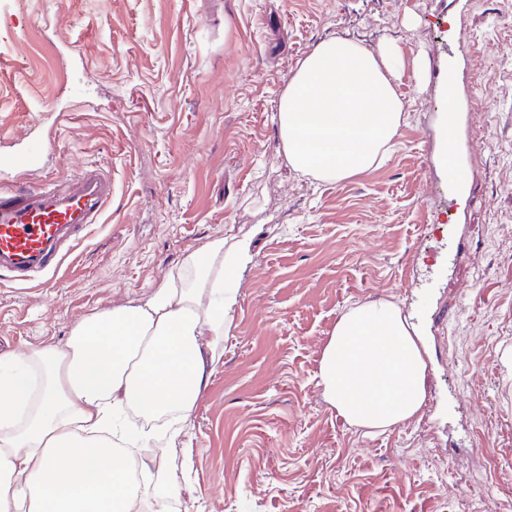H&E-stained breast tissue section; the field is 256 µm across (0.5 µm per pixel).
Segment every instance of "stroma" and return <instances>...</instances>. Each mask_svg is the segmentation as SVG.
Listing matches in <instances>:
<instances>
[{
	"label": "stroma",
	"instance_id": "35a3bbf8",
	"mask_svg": "<svg viewBox=\"0 0 512 512\" xmlns=\"http://www.w3.org/2000/svg\"><path fill=\"white\" fill-rule=\"evenodd\" d=\"M330 37L392 44L408 113L390 158L339 182L293 172L278 134L292 70ZM447 70L475 142L452 220ZM53 125L28 182L92 165L112 200L44 284L0 275L1 355L147 298L211 239L253 240L170 454L176 512H512V0H0V152ZM380 300L424 331L427 399L366 433L318 369L339 316Z\"/></svg>",
	"mask_w": 512,
	"mask_h": 512
}]
</instances>
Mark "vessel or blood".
I'll return each instance as SVG.
<instances>
[{
  "mask_svg": "<svg viewBox=\"0 0 512 512\" xmlns=\"http://www.w3.org/2000/svg\"><path fill=\"white\" fill-rule=\"evenodd\" d=\"M46 150L37 140L26 150L0 155V272L14 282L39 280L62 265L88 225L99 223L112 199L111 182L94 167L79 168L72 189L45 182L27 185L20 174L33 171ZM463 147L457 138L448 140V196L471 191L462 172Z\"/></svg>",
  "mask_w": 512,
  "mask_h": 512,
  "instance_id": "vessel-or-blood-1",
  "label": "vessel or blood"
}]
</instances>
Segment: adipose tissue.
<instances>
[{
    "label": "adipose tissue",
    "mask_w": 512,
    "mask_h": 512,
    "mask_svg": "<svg viewBox=\"0 0 512 512\" xmlns=\"http://www.w3.org/2000/svg\"><path fill=\"white\" fill-rule=\"evenodd\" d=\"M390 50L331 38L298 64L278 105L283 155L297 173L339 182L378 168L405 124ZM249 237H218L140 302L79 322L65 343L0 357V512H169L182 494L167 465L227 334ZM428 351L394 302L357 303L338 318L318 376L323 396L352 427L410 423L426 400ZM176 413L155 455L131 470L113 446L119 415Z\"/></svg>",
    "instance_id": "adipose-tissue-1"
}]
</instances>
